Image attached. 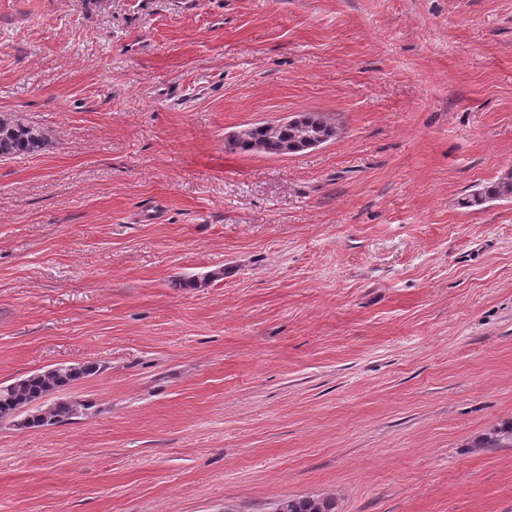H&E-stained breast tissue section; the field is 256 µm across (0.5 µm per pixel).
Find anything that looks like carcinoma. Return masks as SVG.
Masks as SVG:
<instances>
[{
  "mask_svg": "<svg viewBox=\"0 0 512 512\" xmlns=\"http://www.w3.org/2000/svg\"><path fill=\"white\" fill-rule=\"evenodd\" d=\"M312 134L331 139L334 126L320 112H304L294 123L254 124L241 136L225 142L230 151L258 152L269 155H289L306 150L304 135ZM39 128L21 123L9 115H0V158H15L31 154L44 144ZM512 200V171L488 181L461 199L464 208L479 207L492 201ZM97 372L94 365H58L32 374L15 383L0 385V421L24 414L18 426L22 429L70 422L78 414L92 408L89 403L58 400L47 406L41 401L62 387ZM277 512H335L329 498H288L280 501Z\"/></svg>",
  "mask_w": 512,
  "mask_h": 512,
  "instance_id": "carcinoma-1",
  "label": "carcinoma"
}]
</instances>
